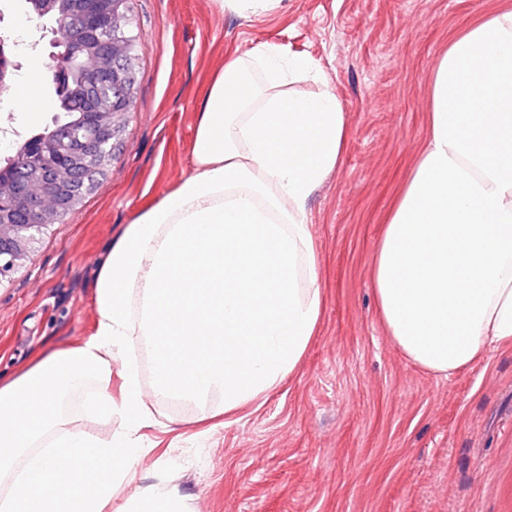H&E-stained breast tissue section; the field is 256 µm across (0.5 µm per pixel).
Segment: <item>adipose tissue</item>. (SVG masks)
Segmentation results:
<instances>
[{
    "instance_id": "1",
    "label": "adipose tissue",
    "mask_w": 512,
    "mask_h": 512,
    "mask_svg": "<svg viewBox=\"0 0 512 512\" xmlns=\"http://www.w3.org/2000/svg\"><path fill=\"white\" fill-rule=\"evenodd\" d=\"M310 60L263 42L214 74L192 172L139 210L94 283L97 320L80 345L46 351L0 383V512H108L154 418L134 341L152 353L155 397L264 398L301 362L322 315L307 203L347 137L339 96L284 93ZM371 283L392 344L435 374L512 349V10L457 34L429 89L418 163L391 211ZM120 377L119 394L110 381ZM89 380L94 412L124 430L68 426L64 399ZM119 512H184L176 487L140 488Z\"/></svg>"
}]
</instances>
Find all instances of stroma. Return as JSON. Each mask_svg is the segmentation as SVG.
I'll return each instance as SVG.
<instances>
[{
    "instance_id": "obj_1",
    "label": "stroma",
    "mask_w": 512,
    "mask_h": 512,
    "mask_svg": "<svg viewBox=\"0 0 512 512\" xmlns=\"http://www.w3.org/2000/svg\"><path fill=\"white\" fill-rule=\"evenodd\" d=\"M138 83L121 116L115 156L97 187L49 225L0 279V381L45 348L93 332L92 285L133 214L191 170L196 114L225 61L262 42L313 60L348 122L342 161L308 203L318 244L323 314L296 370L263 400L223 414L224 399L147 396L156 425L113 499L145 485L177 487L185 512H512V351L436 375L385 336L371 289L380 229L423 148L428 90L451 38L512 0H284L262 14L220 11L214 0H131ZM51 18L26 0H0V38L25 34L17 77L48 60ZM37 119L0 112L20 139L58 113L43 81Z\"/></svg>"
}]
</instances>
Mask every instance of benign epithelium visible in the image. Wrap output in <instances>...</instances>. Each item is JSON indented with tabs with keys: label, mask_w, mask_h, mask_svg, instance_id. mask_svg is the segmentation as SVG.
<instances>
[{
	"label": "benign epithelium",
	"mask_w": 512,
	"mask_h": 512,
	"mask_svg": "<svg viewBox=\"0 0 512 512\" xmlns=\"http://www.w3.org/2000/svg\"><path fill=\"white\" fill-rule=\"evenodd\" d=\"M94 4L90 11L64 12L56 18L53 44L65 46V51L51 55L47 76L54 81L67 67L78 65L89 89L112 91V111L92 114L77 133L59 127L37 134L36 142L20 149L27 153L24 163L16 167L10 182L0 184V280L15 270L47 224L62 221L74 210L83 172L97 162L105 145L117 139L114 116L131 110L127 43L115 26L124 0ZM92 21L101 35L96 50L88 52L81 32ZM12 86L13 71L0 39V95L10 93Z\"/></svg>",
	"instance_id": "benign-epithelium-1"
}]
</instances>
